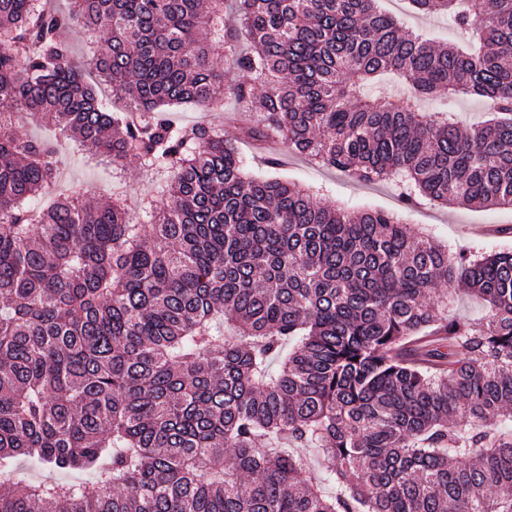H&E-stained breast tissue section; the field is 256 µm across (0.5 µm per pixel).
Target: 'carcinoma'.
<instances>
[{"label":"carcinoma","mask_w":512,"mask_h":512,"mask_svg":"<svg viewBox=\"0 0 512 512\" xmlns=\"http://www.w3.org/2000/svg\"><path fill=\"white\" fill-rule=\"evenodd\" d=\"M376 2L235 0L234 25L224 0H0V512H512V252L322 204L164 110L227 89L260 111L247 139L405 209L512 207V0H409L447 47ZM440 96L489 118L420 110ZM30 114L136 158L148 223L122 191L40 205L57 144ZM455 283L483 317L448 314ZM406 0H379L380 9L391 15L404 33H421L441 43L455 41V29L447 18H425L411 10ZM448 109L455 112L462 128H468L479 122L485 111L483 102L475 97H460L448 101Z\"/></svg>","instance_id":"1"}]
</instances>
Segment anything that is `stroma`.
<instances>
[{
    "mask_svg": "<svg viewBox=\"0 0 512 512\" xmlns=\"http://www.w3.org/2000/svg\"><path fill=\"white\" fill-rule=\"evenodd\" d=\"M378 6L391 15L403 32L421 33L427 38L441 43L455 40V29L449 19L425 18L411 10L405 0H378ZM237 104L226 100L222 115L200 112L189 107L174 110L172 117L182 123H206L219 121L224 127L225 138L240 142L246 158V168L253 174H273V176L311 186L318 191L320 202L341 207L349 211L377 209L399 212L404 223L423 227L437 239L458 249L478 245L487 253H495L512 248V235H498V228L512 227V208H468L464 206L440 207L420 206L414 209H401L397 193L392 185L379 184L365 186L355 183L345 175L323 168L314 167L309 160L299 155L284 152L278 145L260 147L243 141L241 127L233 119ZM279 158L280 165L268 169L264 160L268 156ZM68 184H80L96 196L105 198L115 181H122L131 199L150 195L151 182L143 177L136 163H129L120 178H113L111 168L96 160L83 158L67 161Z\"/></svg>",
    "mask_w": 512,
    "mask_h": 512,
    "instance_id": "1",
    "label": "stroma"
}]
</instances>
